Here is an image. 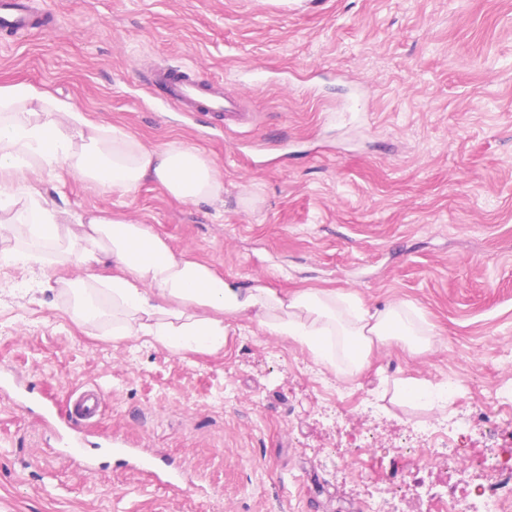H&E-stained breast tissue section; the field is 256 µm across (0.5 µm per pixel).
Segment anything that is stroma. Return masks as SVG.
<instances>
[{"label": "stroma", "mask_w": 512, "mask_h": 512, "mask_svg": "<svg viewBox=\"0 0 512 512\" xmlns=\"http://www.w3.org/2000/svg\"><path fill=\"white\" fill-rule=\"evenodd\" d=\"M47 32L0 45V84L26 81L152 146L182 139L224 173V203L187 205L154 183L120 198L67 172L33 186L68 215L151 225L176 251L279 294L334 289L376 308L413 306L438 342L417 357L376 350L354 378L296 343L233 324L219 353L123 340L111 318L78 323L76 297L42 271L0 261V512H363L378 470L324 456L351 430L396 438L432 415L512 404V0H46ZM219 80L254 121L225 130L170 105L154 65ZM460 391L404 401L405 379ZM372 399L365 418L318 408L319 380ZM98 386L92 467L60 456L43 420ZM132 443L184 471L160 487L125 467ZM464 488L422 456L400 512Z\"/></svg>", "instance_id": "35a3bbf8"}]
</instances>
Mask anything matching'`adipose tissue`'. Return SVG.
<instances>
[{"instance_id": "ef3b65f1", "label": "adipose tissue", "mask_w": 512, "mask_h": 512, "mask_svg": "<svg viewBox=\"0 0 512 512\" xmlns=\"http://www.w3.org/2000/svg\"><path fill=\"white\" fill-rule=\"evenodd\" d=\"M61 169L119 196L150 181L188 204L223 201L224 176L185 141L153 148L33 84L0 85V260L41 268L44 247H54L60 264L83 272L63 284L77 297L79 321L100 318L103 291L112 298L115 335L148 336L179 353L220 351L232 321L247 320L349 377L390 344L418 355L435 346L432 330L400 303L373 309L339 290L281 295L256 281L227 280L173 251L150 225L104 211L62 223L60 210L29 187L30 175Z\"/></svg>"}]
</instances>
